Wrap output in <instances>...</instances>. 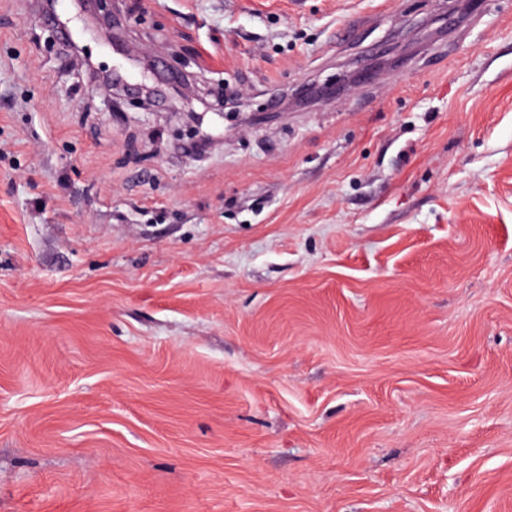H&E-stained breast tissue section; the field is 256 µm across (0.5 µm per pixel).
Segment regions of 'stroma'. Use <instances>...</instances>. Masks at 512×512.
<instances>
[{"label":"stroma","mask_w":512,"mask_h":512,"mask_svg":"<svg viewBox=\"0 0 512 512\" xmlns=\"http://www.w3.org/2000/svg\"><path fill=\"white\" fill-rule=\"evenodd\" d=\"M464 2L103 0L239 91L197 157L0 0V512H512V0Z\"/></svg>","instance_id":"stroma-1"}]
</instances>
